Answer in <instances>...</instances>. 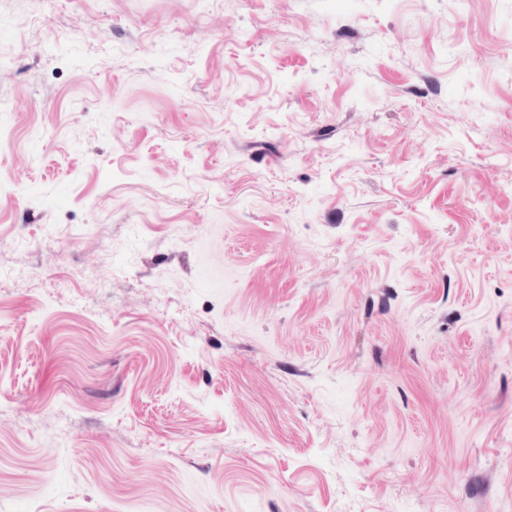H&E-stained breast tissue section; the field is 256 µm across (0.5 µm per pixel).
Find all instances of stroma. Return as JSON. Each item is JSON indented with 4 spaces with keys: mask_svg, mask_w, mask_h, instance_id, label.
Masks as SVG:
<instances>
[{
    "mask_svg": "<svg viewBox=\"0 0 512 512\" xmlns=\"http://www.w3.org/2000/svg\"><path fill=\"white\" fill-rule=\"evenodd\" d=\"M475 506L512 0H0V512Z\"/></svg>",
    "mask_w": 512,
    "mask_h": 512,
    "instance_id": "stroma-1",
    "label": "stroma"
}]
</instances>
